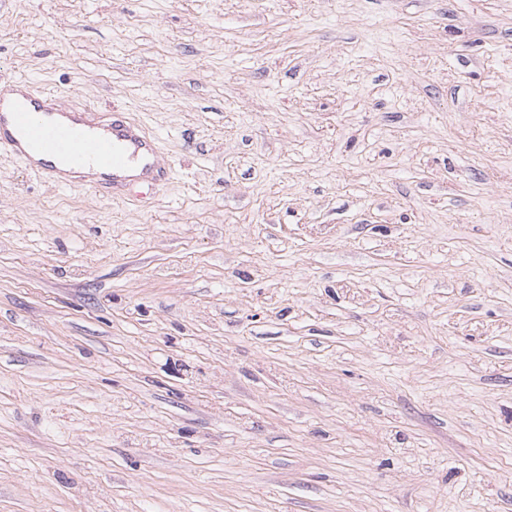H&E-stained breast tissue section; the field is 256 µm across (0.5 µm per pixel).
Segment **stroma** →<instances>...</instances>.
Masks as SVG:
<instances>
[{
  "instance_id": "stroma-1",
  "label": "stroma",
  "mask_w": 512,
  "mask_h": 512,
  "mask_svg": "<svg viewBox=\"0 0 512 512\" xmlns=\"http://www.w3.org/2000/svg\"><path fill=\"white\" fill-rule=\"evenodd\" d=\"M173 175L0 154V512H512V0H0V81Z\"/></svg>"
}]
</instances>
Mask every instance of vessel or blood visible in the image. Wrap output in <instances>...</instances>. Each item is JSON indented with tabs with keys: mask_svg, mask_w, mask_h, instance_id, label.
Here are the masks:
<instances>
[{
	"mask_svg": "<svg viewBox=\"0 0 512 512\" xmlns=\"http://www.w3.org/2000/svg\"><path fill=\"white\" fill-rule=\"evenodd\" d=\"M0 151L58 187L74 186V170L98 165L106 176L94 187L107 196L133 187L132 166L168 175L157 168L158 143L142 125L119 112L65 106L23 79L0 83Z\"/></svg>",
	"mask_w": 512,
	"mask_h": 512,
	"instance_id": "1",
	"label": "vessel or blood"
}]
</instances>
